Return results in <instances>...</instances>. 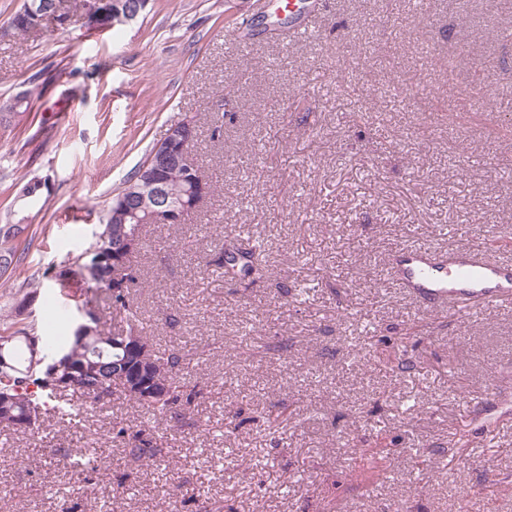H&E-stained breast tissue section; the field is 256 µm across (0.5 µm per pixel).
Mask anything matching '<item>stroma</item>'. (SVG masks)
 Returning a JSON list of instances; mask_svg holds the SVG:
<instances>
[{"label":"stroma","instance_id":"1","mask_svg":"<svg viewBox=\"0 0 512 512\" xmlns=\"http://www.w3.org/2000/svg\"><path fill=\"white\" fill-rule=\"evenodd\" d=\"M413 2L321 0L313 38L260 35L247 56L231 34L286 18L283 0H150L109 31L76 17L0 39V104L31 93L0 124V224L30 234L22 270L0 277V312L36 272L21 322L78 317L44 272L88 248L171 125L195 121L213 187L191 223L150 227L136 258L153 343L207 387L197 410L156 422L122 398L45 418L35 438L0 431V512H512V420L487 431L471 415L512 364V310L431 316L386 279L391 252L425 238H512V0ZM348 76L435 107L390 95L361 111L338 90ZM34 177L50 183L40 209L18 197ZM241 236L263 241V279L200 264ZM229 411L243 420L231 433ZM118 422L163 429L164 461L134 459ZM459 428L468 444L449 445ZM78 453L111 483L70 479Z\"/></svg>","mask_w":512,"mask_h":512}]
</instances>
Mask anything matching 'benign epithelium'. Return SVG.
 Wrapping results in <instances>:
<instances>
[{
	"mask_svg": "<svg viewBox=\"0 0 512 512\" xmlns=\"http://www.w3.org/2000/svg\"><path fill=\"white\" fill-rule=\"evenodd\" d=\"M126 0H87L86 7L81 9L82 20L96 30H109L116 25L115 19L125 23L135 21L146 8L148 0H140L137 7H125ZM66 2L57 0L54 11L48 14L50 21L58 28H66L72 21L71 12L65 9ZM193 134L183 124H175L169 128L164 138L158 143L149 161L141 170L143 185L140 188L131 187L129 197L118 207L115 217L120 224H126L132 219L134 224L187 222L199 197L206 193L205 181L197 172L191 149ZM172 167L183 168L186 187L185 194L190 202L180 209L169 205V191L164 174ZM125 353V358L112 363V378H105L98 383L99 390L109 391V384L120 383L124 392L135 398H149L147 385L142 383L145 376L154 377L153 383L157 389H165V384L159 380L160 370L150 359V345L146 339L136 333L124 337L117 344ZM136 355L139 368L132 370L127 365L128 355Z\"/></svg>",
	"mask_w": 512,
	"mask_h": 512,
	"instance_id": "benign-epithelium-1",
	"label": "benign epithelium"
}]
</instances>
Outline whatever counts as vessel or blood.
Masks as SVG:
<instances>
[{
    "label": "vessel or blood",
    "mask_w": 512,
    "mask_h": 512,
    "mask_svg": "<svg viewBox=\"0 0 512 512\" xmlns=\"http://www.w3.org/2000/svg\"><path fill=\"white\" fill-rule=\"evenodd\" d=\"M316 0L290 11L300 16L289 40L312 35ZM390 274L398 288L416 300L423 312L448 315L476 313L489 306L512 305V262L491 245L462 246L440 252L431 246H408L393 257ZM492 406L483 422L497 425L512 414V375L496 377L488 389Z\"/></svg>",
    "instance_id": "1"
}]
</instances>
